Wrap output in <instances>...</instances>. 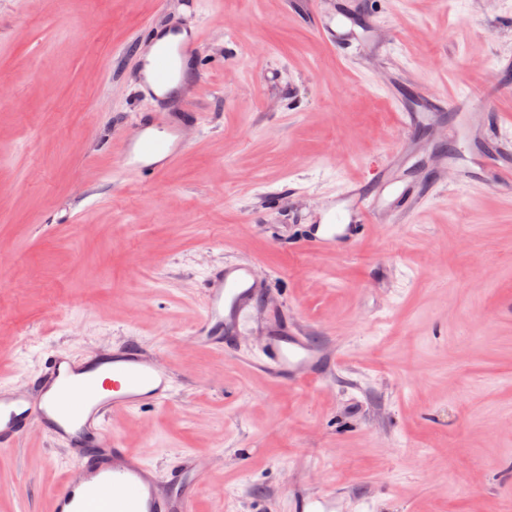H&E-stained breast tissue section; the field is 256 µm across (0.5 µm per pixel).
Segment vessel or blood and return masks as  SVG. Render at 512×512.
Segmentation results:
<instances>
[{"mask_svg": "<svg viewBox=\"0 0 512 512\" xmlns=\"http://www.w3.org/2000/svg\"><path fill=\"white\" fill-rule=\"evenodd\" d=\"M147 39L154 52L142 65L140 88L158 110L126 138L118 164L153 182L177 161L184 146L180 126L171 123L163 106L187 72H199L204 34L188 18L175 16L162 29H150ZM263 289L246 264L210 272L196 338L223 345L226 337L236 335L242 312L254 306ZM263 349L269 368L291 384L302 382L327 360L321 346L288 333L275 317L266 324ZM174 389L171 369L139 349L115 347L87 362L54 354L39 383L0 385V446L9 447L38 427L73 452L74 467L53 492L52 512H191L204 479L194 454H183L170 479L161 483L106 428L112 412L163 405Z\"/></svg>", "mask_w": 512, "mask_h": 512, "instance_id": "b4317fda", "label": "vessel or blood"}]
</instances>
